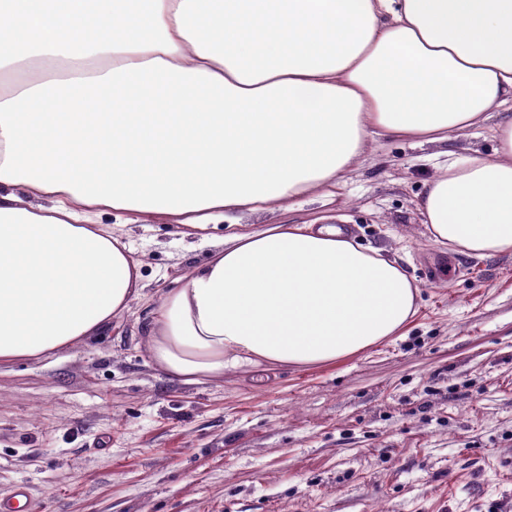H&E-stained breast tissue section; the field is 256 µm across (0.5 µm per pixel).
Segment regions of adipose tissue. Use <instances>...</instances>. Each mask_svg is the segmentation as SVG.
<instances>
[{
  "mask_svg": "<svg viewBox=\"0 0 512 512\" xmlns=\"http://www.w3.org/2000/svg\"><path fill=\"white\" fill-rule=\"evenodd\" d=\"M512 0H0V365L100 335L143 294L102 222L194 230L333 198L380 131L420 143L493 124L439 167L431 238L512 253ZM419 289L333 224L226 233L140 328L182 383L313 367L402 335Z\"/></svg>",
  "mask_w": 512,
  "mask_h": 512,
  "instance_id": "adipose-tissue-1",
  "label": "adipose tissue"
}]
</instances>
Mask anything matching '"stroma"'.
Returning a JSON list of instances; mask_svg holds the SVG:
<instances>
[{
	"instance_id": "1",
	"label": "stroma",
	"mask_w": 512,
	"mask_h": 512,
	"mask_svg": "<svg viewBox=\"0 0 512 512\" xmlns=\"http://www.w3.org/2000/svg\"><path fill=\"white\" fill-rule=\"evenodd\" d=\"M493 148L486 127L374 135L334 200L232 214L249 229L343 217L416 280L405 335L329 366L166 378L139 323L224 227L118 226L144 295L80 347L0 367V495L26 482L37 512H512V254L452 253L418 209L444 156Z\"/></svg>"
}]
</instances>
